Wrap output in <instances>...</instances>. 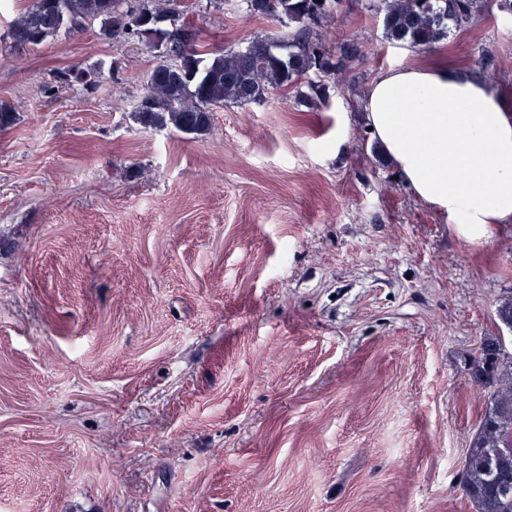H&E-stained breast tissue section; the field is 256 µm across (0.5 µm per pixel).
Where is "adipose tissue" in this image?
I'll return each mask as SVG.
<instances>
[{
    "label": "adipose tissue",
    "mask_w": 512,
    "mask_h": 512,
    "mask_svg": "<svg viewBox=\"0 0 512 512\" xmlns=\"http://www.w3.org/2000/svg\"><path fill=\"white\" fill-rule=\"evenodd\" d=\"M366 121L411 191L479 239L512 224V102L470 70L392 66L370 84Z\"/></svg>",
    "instance_id": "ef3b65f1"
}]
</instances>
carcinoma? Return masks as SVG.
<instances>
[{"mask_svg":"<svg viewBox=\"0 0 512 512\" xmlns=\"http://www.w3.org/2000/svg\"><path fill=\"white\" fill-rule=\"evenodd\" d=\"M489 0H368L382 15L383 38L390 44L427 49L468 26ZM340 0H245L252 16L269 18L286 32L258 36L243 48L212 58L200 50L196 30L183 20L181 0H31L11 22L15 45H39L61 31L79 30L100 20L108 37L139 38L159 51L145 92L132 118L145 128H171L203 136L213 112L226 104L248 107L273 90H296L304 104L326 98L325 80L360 55L355 42L337 51L326 47L325 24ZM172 29L163 28V23ZM306 86L308 91L301 90ZM492 363L485 409L461 469L460 484L475 512H512V468L503 473L495 458L512 453V355L499 336L484 337L470 370Z\"/></svg>","mask_w":512,"mask_h":512,"instance_id":"1","label":"carcinoma"}]
</instances>
